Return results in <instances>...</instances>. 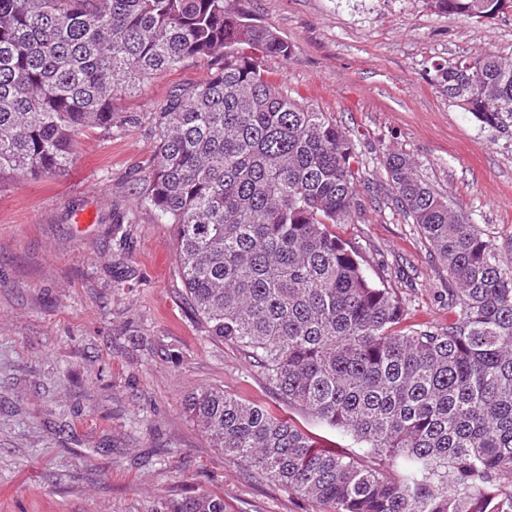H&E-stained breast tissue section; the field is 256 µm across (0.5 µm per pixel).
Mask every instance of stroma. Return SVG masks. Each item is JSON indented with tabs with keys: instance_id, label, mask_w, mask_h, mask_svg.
I'll return each mask as SVG.
<instances>
[{
	"instance_id": "stroma-1",
	"label": "stroma",
	"mask_w": 512,
	"mask_h": 512,
	"mask_svg": "<svg viewBox=\"0 0 512 512\" xmlns=\"http://www.w3.org/2000/svg\"><path fill=\"white\" fill-rule=\"evenodd\" d=\"M241 4L293 48L263 59L269 76L356 144L357 213L337 236L399 291L408 324H447L448 271L390 193L386 154H409L512 256V137L449 103L430 74L482 50L512 55V12L475 21L438 16L427 0ZM211 70L189 59L117 96L113 112L133 123L85 131L64 172L0 177V512H161L202 492L223 494L226 512L315 510L225 459L186 414L185 397L203 387L296 411L245 351L209 337L170 226L135 208L158 146L147 113Z\"/></svg>"
}]
</instances>
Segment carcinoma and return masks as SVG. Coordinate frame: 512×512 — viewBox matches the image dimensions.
Returning a JSON list of instances; mask_svg holds the SVG:
<instances>
[{
	"instance_id": "obj_1",
	"label": "carcinoma",
	"mask_w": 512,
	"mask_h": 512,
	"mask_svg": "<svg viewBox=\"0 0 512 512\" xmlns=\"http://www.w3.org/2000/svg\"><path fill=\"white\" fill-rule=\"evenodd\" d=\"M476 21L512 0H428ZM291 48L239 0H0V176L49 175L80 135L131 118L112 98L210 57L147 119L157 162L137 205L173 229L179 272L208 335L245 349L279 400L364 444L328 448L292 418L221 389L185 400L226 460L319 512H512V256L439 194L408 155L386 157L397 202L448 269L443 326L401 329L407 305L376 285L332 227L356 213V145L270 80ZM432 82L485 128L512 131V56L433 66ZM165 512H225L205 492Z\"/></svg>"
}]
</instances>
